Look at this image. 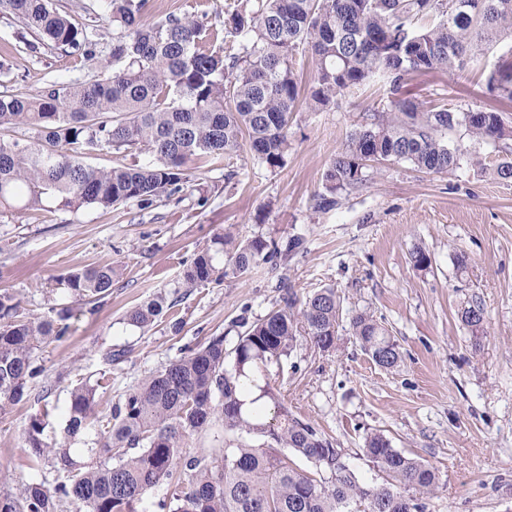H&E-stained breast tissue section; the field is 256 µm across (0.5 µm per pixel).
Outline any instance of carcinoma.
<instances>
[{"instance_id":"1","label":"carcinoma","mask_w":512,"mask_h":512,"mask_svg":"<svg viewBox=\"0 0 512 512\" xmlns=\"http://www.w3.org/2000/svg\"><path fill=\"white\" fill-rule=\"evenodd\" d=\"M96 27H112V61L122 72L102 71L88 83L53 82L14 93L0 91V129L22 127L26 139L0 137V212L29 209L51 199L63 207L110 209L130 201L142 210L180 192L195 163L223 159L249 146L275 169L285 164L288 128L300 98L297 56L311 54L306 92L310 112L366 86L386 87L388 104L354 129L325 173L319 209L339 205L338 193L360 187L370 162H406L430 173H452L465 152L448 143L464 127L471 136L508 145L512 123L492 110L460 111L438 104L422 110L404 95L406 79L435 70L450 75L479 62L485 52L512 40V0H245L224 9V32L232 45H203L208 13L189 20L168 14L147 19L148 0H105ZM0 14L70 56L88 60L93 43L84 25L51 0H0ZM488 89L512 101V61L488 78ZM111 149L150 160L99 170L84 155ZM301 247L261 236L246 244L218 234L184 271L190 286L221 284L258 261L277 269ZM232 266L224 265V253ZM110 265L86 266L58 284L74 302L90 304L112 290ZM282 305L248 324L232 350L212 336L127 389L102 415L98 390L104 378L80 383L70 394L65 427L46 433L49 412L25 429L29 468L48 462L56 484L27 483L0 494V512H58L69 502L83 512H145L157 487L167 486L163 512H426L438 488L435 471L393 448L380 433L365 438L366 455L387 483L362 484L342 450L314 427L288 413L268 382L270 367L296 348L299 338L330 352L336 347L340 300L324 288L298 303L290 292ZM176 301L158 295L125 315L145 330ZM20 301L0 289V414L20 401L42 374L35 351L66 333L70 310L19 313ZM478 301L461 320L484 333ZM352 336L380 368L391 370L402 354L388 330L372 316L351 319ZM97 427L92 446L72 445ZM222 429L220 452L189 449L195 433ZM287 448L315 468L294 466ZM182 470L187 480L174 478Z\"/></svg>"}]
</instances>
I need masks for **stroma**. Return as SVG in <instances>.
Segmentation results:
<instances>
[{"instance_id":"obj_1","label":"stroma","mask_w":512,"mask_h":512,"mask_svg":"<svg viewBox=\"0 0 512 512\" xmlns=\"http://www.w3.org/2000/svg\"><path fill=\"white\" fill-rule=\"evenodd\" d=\"M22 33L14 18L0 15V64L19 92L91 80L111 58L108 31L98 33L90 61L47 45L29 49ZM510 57L507 40L480 64L452 76L416 74L406 88L425 109L499 106L512 122V104L486 87L488 73ZM382 96L373 84L334 108L294 113L283 167L268 168L244 148L201 164L187 188L147 210L133 202L103 210L48 201L0 215V288L17 295L23 314L69 305L56 281L75 268L109 263L117 272L107 297L73 306L65 335L37 350L47 396L29 393L0 415V491L35 478L24 430L45 411L48 433H60L77 383L109 377L98 395L99 410L109 411L185 348L218 335L233 347L241 323L276 308L283 290L303 300L332 288L342 305L335 350L304 342L270 370L289 412L335 439L360 482L383 481L364 452L366 436L377 432L435 468L440 490L427 512H512V182L493 174L501 158L494 144L459 127L448 141L469 157L452 174L393 164L368 171L366 185L338 206L315 208L326 170ZM225 230L240 239L298 237L303 246L277 270L261 263L220 285L186 287V267ZM418 247L431 257L423 270L410 261ZM158 293L177 305L147 331L125 324L130 308ZM471 300L484 307L485 335H473L460 318ZM362 312L396 340L399 367L381 369L361 350L350 321ZM118 350L125 358L106 363Z\"/></svg>"}]
</instances>
